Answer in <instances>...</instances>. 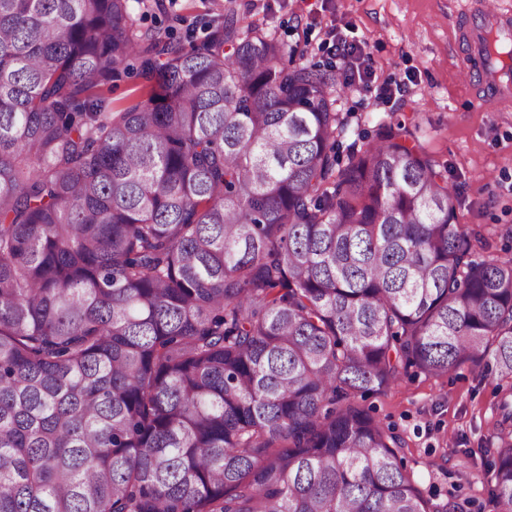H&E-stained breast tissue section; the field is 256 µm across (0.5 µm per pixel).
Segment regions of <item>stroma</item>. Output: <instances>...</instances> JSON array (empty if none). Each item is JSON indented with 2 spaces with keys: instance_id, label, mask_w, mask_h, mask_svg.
I'll use <instances>...</instances> for the list:
<instances>
[{
  "instance_id": "1",
  "label": "stroma",
  "mask_w": 512,
  "mask_h": 512,
  "mask_svg": "<svg viewBox=\"0 0 512 512\" xmlns=\"http://www.w3.org/2000/svg\"><path fill=\"white\" fill-rule=\"evenodd\" d=\"M471 0H163L140 25L202 33L225 8L273 32L303 63L347 75L336 103L342 146L370 142L379 123L400 118L457 192V222L491 253L512 255V101L491 96L462 67L460 37ZM362 45L342 58L334 38ZM388 87L379 95V87ZM493 377L463 367L432 377L409 368L401 381L366 394L361 406L399 435L404 464L424 498L460 512H494L487 462L500 418Z\"/></svg>"
}]
</instances>
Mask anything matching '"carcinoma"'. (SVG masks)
I'll use <instances>...</instances> for the list:
<instances>
[{"label":"carcinoma","mask_w":512,"mask_h":512,"mask_svg":"<svg viewBox=\"0 0 512 512\" xmlns=\"http://www.w3.org/2000/svg\"><path fill=\"white\" fill-rule=\"evenodd\" d=\"M144 5L0 0V512H450L357 398L512 381V257L402 122L340 164L334 73ZM132 57L146 99L104 109Z\"/></svg>","instance_id":"1"}]
</instances>
